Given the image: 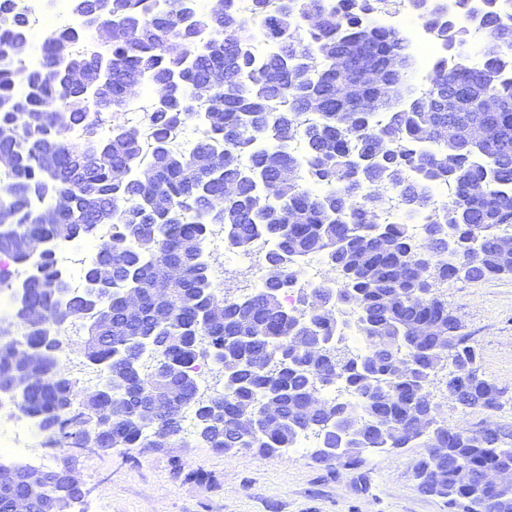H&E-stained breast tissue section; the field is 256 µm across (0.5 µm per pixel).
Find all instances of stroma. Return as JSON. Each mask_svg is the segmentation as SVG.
<instances>
[{
    "mask_svg": "<svg viewBox=\"0 0 512 512\" xmlns=\"http://www.w3.org/2000/svg\"><path fill=\"white\" fill-rule=\"evenodd\" d=\"M441 294L472 334L483 376L505 391L494 414L463 408L440 368L430 391L442 419L451 427L512 429V277L458 282ZM37 453L50 469L78 472L86 502L104 500L109 512H448L443 500L416 488L419 446L376 455L357 469L318 462L305 450L285 459L246 449L225 455L179 436L161 448L109 452L58 438Z\"/></svg>",
    "mask_w": 512,
    "mask_h": 512,
    "instance_id": "1",
    "label": "stroma"
}]
</instances>
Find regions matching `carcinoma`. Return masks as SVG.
<instances>
[{"label": "carcinoma", "mask_w": 512, "mask_h": 512, "mask_svg": "<svg viewBox=\"0 0 512 512\" xmlns=\"http://www.w3.org/2000/svg\"><path fill=\"white\" fill-rule=\"evenodd\" d=\"M110 2L101 23L112 40L92 51L76 49L85 36L77 28L46 30L45 66L57 73L46 81L23 64L28 20L17 0H0V58H8L0 65V156L10 160L0 179V257L34 267L19 286L0 275V292L16 295L12 318L29 322L20 340L0 336V384L23 385L16 405L47 438L78 448L159 445L181 432L182 414L160 412L159 423L149 422L140 393L152 390L175 410L195 399L197 366L211 363L224 373L223 388L194 413H208L197 435L217 452L272 456L313 434L321 447H336L319 461L358 468L377 452L420 443L426 453L413 477L421 493L455 512H512V488L491 499L480 483L486 471L512 469V431L450 427L430 392L446 361L471 378L461 405L487 408L504 395L483 376L472 336L439 290L512 276V259L498 246L512 237V0H484L478 12L471 0H456L452 14L439 0H407L448 49L419 90L407 85L405 36L367 23L397 0H251L248 14L236 0H210L205 9L196 0ZM253 19L279 55L257 57ZM475 25L488 42L481 67L452 52ZM102 59L112 60L108 110L127 109L145 83L177 94L143 122L117 123L102 137V113L68 77L74 69L96 77ZM215 70L235 83L209 89L201 111L187 110L184 94L207 87ZM366 70L379 72L389 92L365 83ZM450 93L458 111L448 114L438 100ZM487 97L500 110L482 114L484 137L472 142L467 120ZM195 118L205 122L202 138L189 153L175 150L172 140ZM70 125L84 128L82 141L64 139ZM441 125L450 129L446 140L435 134ZM296 141L306 145L301 159L291 151ZM141 168L148 179L123 176ZM228 183L237 187L231 197ZM439 184L454 188L447 203L430 195ZM156 194L171 205L161 215L150 207ZM394 199L406 221L388 224L381 215ZM422 212L428 220L415 237L410 224ZM215 224L234 248L272 243L264 283L244 299L213 286L206 239ZM74 237L97 241L83 279L112 273L111 295L67 293L54 252ZM28 238L45 240V250L30 255ZM311 257L324 261L328 277L290 304L288 291ZM167 265L181 268L178 278ZM131 289L136 310L126 305ZM161 307L170 321L157 319ZM79 314L90 337L83 353L112 380L82 397L55 373L59 340L50 331ZM423 326L430 335H419ZM136 336L153 344L160 366L127 369ZM336 385L350 398L325 397ZM311 393L321 403L307 410ZM54 475L62 503L84 502L70 472Z\"/></svg>", "instance_id": "obj_1"}]
</instances>
